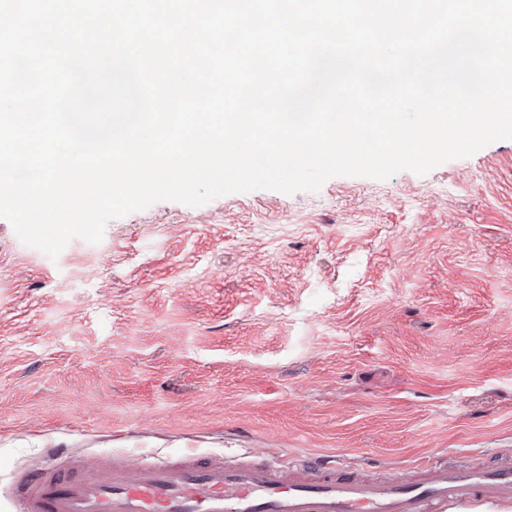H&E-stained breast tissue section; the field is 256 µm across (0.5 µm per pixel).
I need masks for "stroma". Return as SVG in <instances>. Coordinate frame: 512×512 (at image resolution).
<instances>
[{"label": "stroma", "instance_id": "35a3bbf8", "mask_svg": "<svg viewBox=\"0 0 512 512\" xmlns=\"http://www.w3.org/2000/svg\"><path fill=\"white\" fill-rule=\"evenodd\" d=\"M49 441L402 473L512 453V139L424 175L158 202L54 259L0 218V512Z\"/></svg>", "mask_w": 512, "mask_h": 512}]
</instances>
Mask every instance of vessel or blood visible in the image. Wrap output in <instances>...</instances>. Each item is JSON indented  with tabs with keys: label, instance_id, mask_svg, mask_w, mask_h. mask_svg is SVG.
<instances>
[{
	"label": "vessel or blood",
	"instance_id": "1",
	"mask_svg": "<svg viewBox=\"0 0 512 512\" xmlns=\"http://www.w3.org/2000/svg\"><path fill=\"white\" fill-rule=\"evenodd\" d=\"M49 458L18 474L20 512H503L512 505V455L477 468L442 456L383 476L342 454L280 460L184 452L88 461L53 448Z\"/></svg>",
	"mask_w": 512,
	"mask_h": 512
}]
</instances>
